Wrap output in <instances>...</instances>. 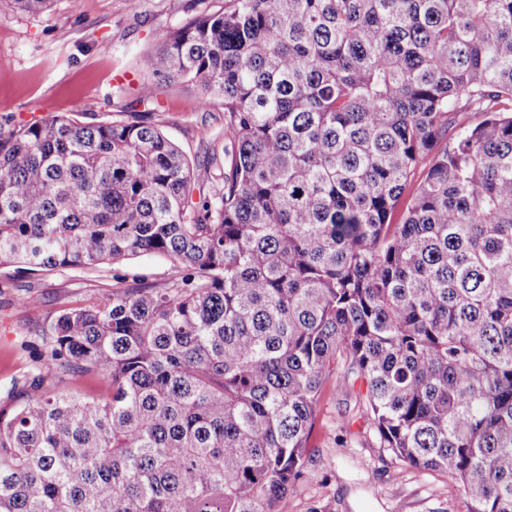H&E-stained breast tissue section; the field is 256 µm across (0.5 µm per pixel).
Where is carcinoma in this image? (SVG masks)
I'll use <instances>...</instances> for the list:
<instances>
[{
  "label": "carcinoma",
  "mask_w": 512,
  "mask_h": 512,
  "mask_svg": "<svg viewBox=\"0 0 512 512\" xmlns=\"http://www.w3.org/2000/svg\"><path fill=\"white\" fill-rule=\"evenodd\" d=\"M140 68L223 100L213 193L148 112L0 116V266L175 269L41 328L0 512H287L358 382L378 447L512 512V0H224ZM105 384L94 373L64 380L55 386L56 391L72 393L80 398L97 397L104 390Z\"/></svg>",
  "instance_id": "1"
}]
</instances>
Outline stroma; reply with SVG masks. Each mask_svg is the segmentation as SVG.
I'll return each mask as SVG.
<instances>
[{"label":"stroma","instance_id":"obj_1","mask_svg":"<svg viewBox=\"0 0 512 512\" xmlns=\"http://www.w3.org/2000/svg\"><path fill=\"white\" fill-rule=\"evenodd\" d=\"M224 0H54L34 15L0 0V116L34 122L58 115L88 124L132 120L145 111L137 89L138 61L163 34L196 16L216 13ZM201 91L169 82L156 89L154 121L190 159L198 180L215 186L214 162L224 145V105L198 108ZM171 263L143 255L87 270L30 276L0 267V406L18 396L16 384L35 369V333L66 307L111 292L117 279L163 283ZM40 301L24 308L26 296ZM305 476L288 512H464L462 492L446 472L409 468L375 443L356 398L325 392L309 444Z\"/></svg>","mask_w":512,"mask_h":512}]
</instances>
